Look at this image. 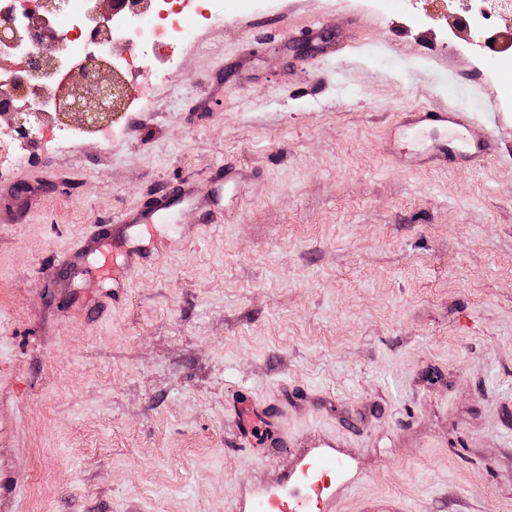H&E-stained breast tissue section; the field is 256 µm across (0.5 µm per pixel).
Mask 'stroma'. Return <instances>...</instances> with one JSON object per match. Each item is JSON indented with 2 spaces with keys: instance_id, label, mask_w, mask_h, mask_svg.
<instances>
[{
  "instance_id": "35a3bbf8",
  "label": "stroma",
  "mask_w": 512,
  "mask_h": 512,
  "mask_svg": "<svg viewBox=\"0 0 512 512\" xmlns=\"http://www.w3.org/2000/svg\"><path fill=\"white\" fill-rule=\"evenodd\" d=\"M223 4L175 54L125 47L128 105L80 138L0 119V468L25 482L0 512H253L311 471L334 512H512V14ZM448 106L489 163L400 167L399 113ZM176 178L200 206L96 306L62 255ZM251 396L282 448L239 446Z\"/></svg>"
}]
</instances>
